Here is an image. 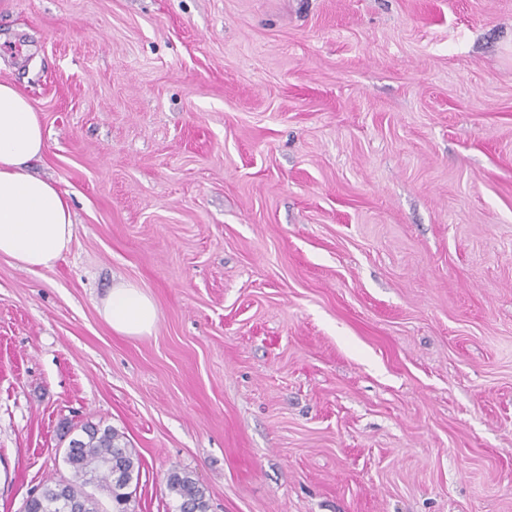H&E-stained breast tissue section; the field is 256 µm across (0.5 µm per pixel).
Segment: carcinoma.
Masks as SVG:
<instances>
[{"instance_id":"cac0c4a2","label":"carcinoma","mask_w":512,"mask_h":512,"mask_svg":"<svg viewBox=\"0 0 512 512\" xmlns=\"http://www.w3.org/2000/svg\"><path fill=\"white\" fill-rule=\"evenodd\" d=\"M85 437L70 441L65 462L72 472V480L65 484L69 495L77 502L79 512H106L99 500L86 487L95 485L107 491L112 501L111 512H132L131 493L127 488L139 473V459L128 447L123 435L111 427L82 428ZM58 485L48 483L41 492L30 496L23 512H54ZM167 489L176 498L178 512H207L204 489L186 472H173L167 479Z\"/></svg>"}]
</instances>
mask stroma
Wrapping results in <instances>:
<instances>
[{"mask_svg":"<svg viewBox=\"0 0 512 512\" xmlns=\"http://www.w3.org/2000/svg\"><path fill=\"white\" fill-rule=\"evenodd\" d=\"M2 80L75 236L0 255V512L89 423L133 512H512V0H0ZM102 315L115 332L138 336L151 331L157 310L140 287L129 282H118L112 285L103 302ZM167 489L178 502V512H207L204 489L189 473L172 472Z\"/></svg>","mask_w":512,"mask_h":512,"instance_id":"35a3bbf8","label":"stroma"}]
</instances>
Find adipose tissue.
Masks as SVG:
<instances>
[{"instance_id": "adipose-tissue-1", "label": "adipose tissue", "mask_w": 512, "mask_h": 512, "mask_svg": "<svg viewBox=\"0 0 512 512\" xmlns=\"http://www.w3.org/2000/svg\"><path fill=\"white\" fill-rule=\"evenodd\" d=\"M45 150L39 113L17 86L0 81V255L28 271L53 268L68 251L75 224L67 193L27 169ZM102 315L115 332L138 336L151 331L157 310L140 287L119 282Z\"/></svg>"}]
</instances>
